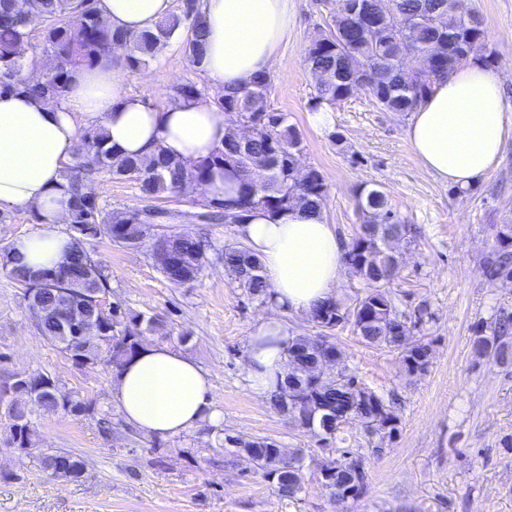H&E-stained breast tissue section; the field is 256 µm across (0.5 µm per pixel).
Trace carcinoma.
<instances>
[{
    "instance_id": "1",
    "label": "carcinoma",
    "mask_w": 512,
    "mask_h": 512,
    "mask_svg": "<svg viewBox=\"0 0 512 512\" xmlns=\"http://www.w3.org/2000/svg\"><path fill=\"white\" fill-rule=\"evenodd\" d=\"M0 0V93L24 94L41 101L62 103L69 86L78 72L93 68L101 61L112 62L115 67L133 74L147 66L157 52L176 41L191 66L198 69L204 55V29L199 0H178L174 11L160 21L154 30L130 34L111 28L98 20L94 0ZM389 12L412 17L421 15V21L404 32L393 35L385 24L359 26L348 12L329 13V34H318L306 52V65L316 78L312 108L331 106L349 98L348 85L339 81L346 71L354 78H363L372 85L375 103L388 112H410L413 99L423 100L433 92V82L448 76L462 59L446 52L432 50L437 32L444 30L460 37L473 50L471 58L490 62L485 54L487 36L484 26L472 27L468 18L481 19L474 10L457 7V0H385ZM41 27V61H28L20 54V47L29 44L31 28ZM39 65L41 76L35 80L25 78L31 65ZM270 76L254 77L247 84L224 93L215 100L218 111L235 122L256 120L261 122L253 139L242 148L239 134L232 131L224 140V148L193 163L166 155L160 151L149 158L118 157L104 146V133L100 124L85 128L81 137L89 144L88 151L67 166L64 178L68 183L67 223L95 224L98 239L126 249L142 247L150 236L145 221L149 218L164 220L169 211L146 208L141 211H108L98 197L85 188L84 180L91 172L104 173L119 181H131L147 198L174 195L189 181L205 183L215 170H231L239 181L235 195L212 198L207 210L193 212L191 216L204 221H224L239 224L242 213L261 209L278 217L290 208L309 211L322 210L328 188L322 173L310 167L305 171L306 184L285 182L286 171L291 169L293 156L301 150L300 133L288 123V115L270 107ZM364 216L344 252L345 264L375 254L376 258L361 271L363 285L351 304L330 298L317 305L310 321L317 329L315 336H298L288 346V361L293 372L278 381L270 395L271 405L279 412L296 410L302 405L303 423L312 424L313 434L323 448L318 470L328 478L327 492L334 506L346 504L345 491L356 489L362 496L357 470L367 472L366 456L359 451L336 447L341 428L335 417L358 425L371 453L383 449L399 431L400 415L393 399L383 393L361 399L354 385L361 383L357 374L341 364L323 378H311L313 369L321 359L336 351L333 331L339 327L336 316H344L353 331L368 345L400 354L409 376L425 374L430 365L427 350L431 340L420 335L425 325L432 323L433 313L420 306L413 314L399 309L391 285L398 278L400 259L390 243L412 233V227L398 219L387 195L379 190L368 191L359 200ZM71 250L64 265L68 273L64 287L73 291L110 288L109 278L100 261L94 260L84 241L70 234ZM497 249L488 261L489 277L512 282V225L505 224L496 234ZM168 249L177 262L160 268L163 276L176 286L199 278L208 260L211 245L199 237L168 234ZM218 257L224 264V273L249 300L264 302L270 298L268 283L261 260L241 241L224 244ZM0 267L19 283L24 292L36 290L41 303L59 308L58 286L36 288V274L20 266L5 250L0 253ZM491 334L485 329L475 332L472 351L481 359L501 364L512 361V315L501 313L491 322ZM37 330L48 342L66 348L69 335L54 315L44 317ZM108 344L93 342L83 347L78 367L112 365L122 368L136 357L143 347L148 332L168 335L164 321L144 312H134L118 305L112 314V325L105 328ZM29 380H14L0 388V398L7 392L15 395V402L6 407L9 431V450L18 459H29L46 477L74 481L85 471L86 463L78 455L53 448H39L33 442L35 432L18 431L19 421H31L36 411L61 413L73 417H92L97 408L91 401L71 406L70 394L57 387L41 392L29 402V390L38 385L43 373L31 372ZM224 444L237 449L247 458L255 471L272 484L277 494L294 500L304 485V455L284 459L279 444L266 437L224 436Z\"/></svg>"
}]
</instances>
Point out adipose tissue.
Returning a JSON list of instances; mask_svg holds the SVG:
<instances>
[{"instance_id": "obj_1", "label": "adipose tissue", "mask_w": 512, "mask_h": 512, "mask_svg": "<svg viewBox=\"0 0 512 512\" xmlns=\"http://www.w3.org/2000/svg\"><path fill=\"white\" fill-rule=\"evenodd\" d=\"M112 28L138 33L173 9V0H97ZM206 53L201 68L223 90L270 72L295 22V0H203ZM101 121L105 145L119 156L145 157L156 150L187 162L224 145L228 125L209 99H179L163 109L124 92L111 63L79 73L56 106L23 95H0V208L39 210L43 230L11 245L32 271L66 257L71 239L59 232L69 196L64 168L78 142L76 115ZM512 136L500 84L482 64L458 65L437 81L413 112L409 144L422 167L446 185L465 188L496 168ZM240 239L257 254L270 286L274 311L250 336V386L263 397L283 378L295 337L285 315H308L334 297L345 268L344 247L322 214L299 208L272 218L244 214ZM113 397L125 421L146 435L173 438L221 421L208 372L189 356L147 344L113 375Z\"/></svg>"}]
</instances>
